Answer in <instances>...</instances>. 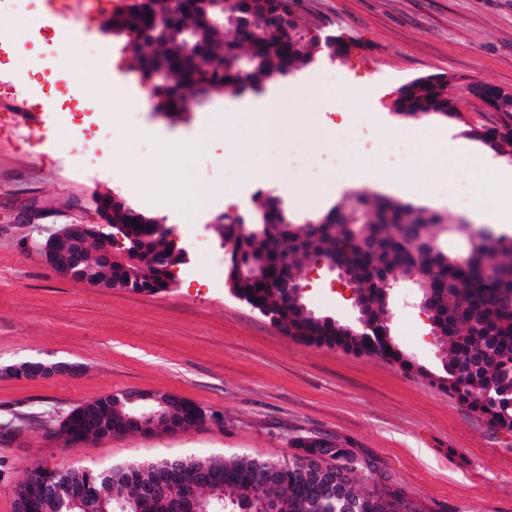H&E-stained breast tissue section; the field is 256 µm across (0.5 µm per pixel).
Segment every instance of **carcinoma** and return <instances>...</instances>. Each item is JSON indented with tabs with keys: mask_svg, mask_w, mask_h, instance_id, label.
I'll return each mask as SVG.
<instances>
[{
	"mask_svg": "<svg viewBox=\"0 0 512 512\" xmlns=\"http://www.w3.org/2000/svg\"><path fill=\"white\" fill-rule=\"evenodd\" d=\"M200 0H149L127 3L110 17L112 30L129 36L133 67L144 70L156 60L171 72V84L152 88L153 109L176 117L228 91H261L269 82L288 79L318 54L336 48L349 54L353 41L343 34H316L301 13V0H221L223 25L207 20ZM233 39L224 38V30ZM404 96L394 102L395 114L409 120L425 116L460 118L452 79L424 75L408 80ZM498 131L465 132L497 154L512 147V104L504 103ZM133 206L112 212V247L126 262L108 263L89 251L83 264L104 269L102 287L132 281L133 291L159 294L168 290L177 245L153 225L138 223ZM224 240V273L231 293L309 346L340 348L357 355H377L406 371L421 367L391 335L390 286L415 276L424 285L419 304L428 315L429 332L450 345L443 358L444 374L428 372L431 382L454 393L490 426L512 433V235L495 234L481 224L459 223L456 233L468 243L472 259L465 268L448 262L439 243L444 219L422 206L357 189L333 206L320 224L294 225L281 200L257 193L244 213H223L216 227ZM295 268L325 258L342 263L354 285L357 324L309 311L302 297L276 283L283 278V253ZM256 264L257 276H243L242 265ZM130 410L109 394L74 407L54 426L65 443L95 440L105 432L129 429ZM167 421L186 430L203 423V410L190 400L172 398ZM296 449L280 461L217 455L200 460L168 457L141 463L114 464L106 470L66 468L45 462L22 482L28 512H131L139 489L180 462L178 476L194 481L207 472L224 488L217 500L206 484L197 495L203 512H254L256 488L279 503V512H421L404 494L387 484L361 493L358 474L375 471L373 460L327 437H296ZM75 474L85 509L78 510L64 493Z\"/></svg>",
	"mask_w": 512,
	"mask_h": 512,
	"instance_id": "obj_1",
	"label": "carcinoma"
}]
</instances>
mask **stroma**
<instances>
[{
	"label": "stroma",
	"instance_id": "stroma-1",
	"mask_svg": "<svg viewBox=\"0 0 512 512\" xmlns=\"http://www.w3.org/2000/svg\"><path fill=\"white\" fill-rule=\"evenodd\" d=\"M306 18L351 37L357 46L342 59L317 58L288 81L286 117L241 109L237 95L215 97L175 118L138 109L131 102L145 92L132 68L122 35L104 31L100 14L84 12L19 24L27 0L0 6V100H26L25 112L0 111V422L13 419L14 434L0 433V512H14L12 486L28 470L48 461L61 466L105 468L171 456L212 455L280 460L298 436L328 435L378 466L361 474V490L385 483L401 490L423 512H512V441L501 431L415 372L375 355H354L298 343L268 318L233 297L224 283V245L214 229L227 211L225 195L238 197V211L250 208L249 187L273 194L308 185L325 193L319 204L288 207L294 223L314 219L345 193L337 180L377 165L403 181L427 167L420 154L402 165L368 152L349 164L334 157L346 133H366L369 142L397 136L413 142L412 122L399 120L394 102L401 86L428 74L455 77L460 119L442 126L462 139L467 123L480 121L473 82L512 88V0H302ZM54 49L40 76L29 63ZM97 52L96 69L87 55ZM112 73L119 93H104L91 111L76 110L71 78ZM324 72L333 82L320 81ZM56 99L60 112L39 124L36 106ZM210 126L237 146L191 152L171 163L162 149L174 138L193 140ZM103 128L106 164L87 169L74 145L85 128ZM464 162L449 158V172L482 171L485 200L503 204L498 167L512 156L492 155L471 141ZM160 168L170 182L219 186L203 212L169 208L155 195L139 166ZM236 170L225 181L224 167ZM105 190L135 207L166 217L178 234L193 230L209 259L173 270L164 293L148 295L93 288L63 278L45 263L41 248L63 225L94 224L93 196ZM303 302L318 316L353 324L357 311L342 296L322 264L304 266ZM415 289L401 284L390 301L392 334L417 364L439 372L443 353ZM23 362L66 363L76 374L17 378L9 368ZM129 390L174 393L208 414L203 424L177 433L156 431L96 439L80 447L49 439L46 431L75 406Z\"/></svg>",
	"mask_w": 512,
	"mask_h": 512
}]
</instances>
